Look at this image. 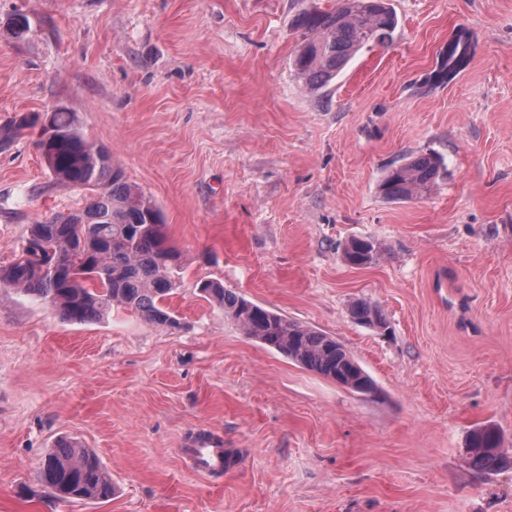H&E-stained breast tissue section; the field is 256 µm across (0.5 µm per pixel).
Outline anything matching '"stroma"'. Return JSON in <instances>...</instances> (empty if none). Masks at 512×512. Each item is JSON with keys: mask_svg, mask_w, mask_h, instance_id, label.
<instances>
[{"mask_svg": "<svg viewBox=\"0 0 512 512\" xmlns=\"http://www.w3.org/2000/svg\"><path fill=\"white\" fill-rule=\"evenodd\" d=\"M337 3L0 0V127L73 112L184 266L176 328L120 307L73 324L0 286V512H512V467L480 476L465 456L483 425L512 448V0H389L393 40L311 92L295 20ZM461 27L469 65L425 85ZM38 135L0 148V266L86 196L45 169ZM424 154L444 161L437 186L386 200V169ZM354 238L379 259L344 262ZM201 279L333 336L376 395L247 336ZM361 299L390 333L352 318ZM201 430L239 451L230 472L186 454ZM61 440L98 457L110 500L41 486Z\"/></svg>", "mask_w": 512, "mask_h": 512, "instance_id": "stroma-1", "label": "stroma"}]
</instances>
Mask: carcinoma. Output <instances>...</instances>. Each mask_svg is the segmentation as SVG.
I'll return each instance as SVG.
<instances>
[{
  "label": "carcinoma",
  "instance_id": "1",
  "mask_svg": "<svg viewBox=\"0 0 512 512\" xmlns=\"http://www.w3.org/2000/svg\"><path fill=\"white\" fill-rule=\"evenodd\" d=\"M396 25L386 0H344L334 9L306 11L297 20L304 39L293 59L295 73L305 86L321 89L356 52L389 43ZM473 52L471 36L458 29L440 52L427 84L452 81L469 65ZM42 120L54 131L52 139L36 141L46 168L55 181L84 188L90 196L80 208L30 225L26 242H42L52 250L46 270L32 269L24 246L12 262L0 266V285L47 302L74 324L91 322L116 305L153 324L178 326L166 299L182 286L181 254L165 232L159 207L127 184L112 166L111 151L91 143L63 109L20 116L0 130V144ZM440 169V159L431 154L415 157L385 172L381 193L389 200L409 199L435 187ZM378 257L379 245L370 239H353L343 248L351 266H367ZM195 288L264 346L354 393H376L372 379L335 338L255 304L220 282L200 280ZM351 315L363 325L387 329L385 317L368 300L356 301ZM500 443L491 426L471 431L466 452L475 472L485 475L512 460L498 451ZM39 478L59 501L112 497V479L98 458L71 442L57 444L46 455Z\"/></svg>",
  "mask_w": 512,
  "mask_h": 512
}]
</instances>
